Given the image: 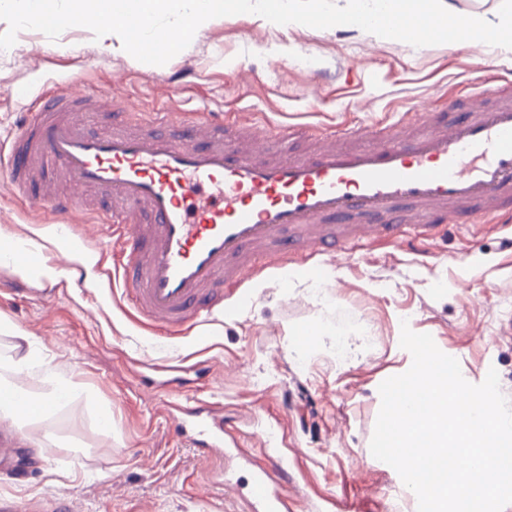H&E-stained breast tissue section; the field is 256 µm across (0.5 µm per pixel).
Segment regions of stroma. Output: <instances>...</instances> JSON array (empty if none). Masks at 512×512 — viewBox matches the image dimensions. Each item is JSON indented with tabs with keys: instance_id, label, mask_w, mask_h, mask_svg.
Here are the masks:
<instances>
[{
	"instance_id": "obj_1",
	"label": "stroma",
	"mask_w": 512,
	"mask_h": 512,
	"mask_svg": "<svg viewBox=\"0 0 512 512\" xmlns=\"http://www.w3.org/2000/svg\"><path fill=\"white\" fill-rule=\"evenodd\" d=\"M484 55L512 69V51L413 48L356 30L275 26L256 14L214 20L161 66L133 58L116 35L103 49L81 26L54 40L25 29L0 50V140L19 122L23 95L68 80L83 92L114 93L131 110L186 98L213 112L266 114L295 129L291 157L308 151L303 130L311 124L348 122L357 145L372 147L389 115L410 111L424 120L449 107L456 88L480 76ZM183 69L191 78L173 82ZM52 221L0 188V234L42 252L47 265L77 266L87 281L78 290L0 265V318L34 341L20 383L47 393L50 370L78 387L42 420V434L57 446L29 478L9 474L33 451L23 440L0 466V498L19 512H46L63 493L77 512H244L236 486L275 456L292 475V512L321 497L330 512H417L397 471L370 451L378 388L412 365L400 346L405 323L456 358L468 382L496 369L512 400V337L500 333L512 319V250L501 234L453 227L424 255L378 243L344 250L317 274L270 271L246 288L233 319L171 340L172 354L205 368L170 389L140 364L156 356V338L101 275L112 265L111 245L98 242V262L60 252L50 242ZM197 402L222 403L248 433L223 470L173 432L169 405ZM273 425L269 444L264 432Z\"/></svg>"
}]
</instances>
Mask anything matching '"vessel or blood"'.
Returning a JSON list of instances; mask_svg holds the SVG:
<instances>
[{"label": "vessel or blood", "mask_w": 512, "mask_h": 512, "mask_svg": "<svg viewBox=\"0 0 512 512\" xmlns=\"http://www.w3.org/2000/svg\"><path fill=\"white\" fill-rule=\"evenodd\" d=\"M484 87L458 113L421 122L402 113L374 147L352 145L345 124L321 127L316 147L282 158L292 128L262 114L171 109L128 111L105 93L47 82L13 135L0 142V182L39 199L63 224L97 226L110 239L109 287H121L136 320L161 340L204 316H230L224 300L271 269L316 268L337 249L425 244L459 220L512 228V78L486 64ZM107 112V130L87 127ZM90 191L103 206L84 208ZM175 429L223 460L244 433L212 404L178 406ZM288 465L259 468L248 512H289Z\"/></svg>", "instance_id": "vessel-or-blood-1"}]
</instances>
